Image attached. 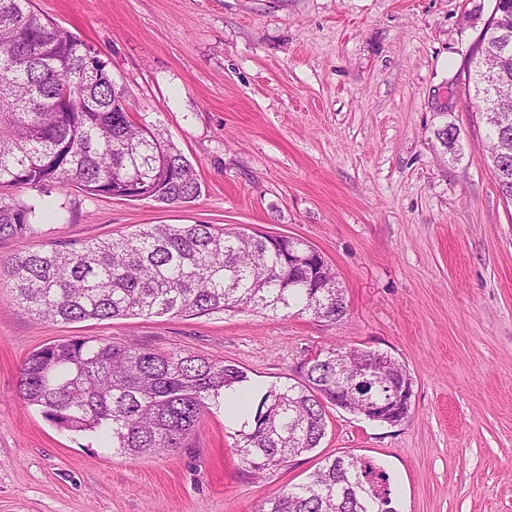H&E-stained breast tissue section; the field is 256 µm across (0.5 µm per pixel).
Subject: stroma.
<instances>
[{
	"label": "stroma",
	"instance_id": "obj_1",
	"mask_svg": "<svg viewBox=\"0 0 512 512\" xmlns=\"http://www.w3.org/2000/svg\"><path fill=\"white\" fill-rule=\"evenodd\" d=\"M494 3L35 0L107 61L135 117L161 122L202 193L169 205L56 191L59 222L0 240V259L147 224L245 228L318 249L348 314L333 327L253 312L50 323L0 278V512H256L342 452L388 474L396 512H512V206L465 92ZM448 122L457 156L437 138ZM84 336L202 353L264 387L301 381L333 341L378 351L410 371L412 417L330 409L319 448L261 478L220 409L190 447L123 457L18 394L29 354Z\"/></svg>",
	"mask_w": 512,
	"mask_h": 512
}]
</instances>
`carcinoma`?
Here are the masks:
<instances>
[{"label": "carcinoma", "instance_id": "obj_1", "mask_svg": "<svg viewBox=\"0 0 512 512\" xmlns=\"http://www.w3.org/2000/svg\"><path fill=\"white\" fill-rule=\"evenodd\" d=\"M501 73L483 60L499 40L477 43L468 58L473 107L502 100L512 109V31ZM71 91L66 103L58 96ZM484 121L491 169L503 200L512 199V153L498 160L512 126ZM452 150L458 131L437 130ZM102 198L184 204L201 184L183 152L160 126L120 111L108 63L98 52L45 18L33 0H0V187L65 189ZM40 203L0 196V239L35 237ZM288 266L278 242L263 233L212 224H148L131 235L88 241H47L0 260L24 315L52 322L127 316H203L249 311L308 313L327 326L346 318L344 289L332 265L311 245L293 242ZM309 363L303 381L247 385L229 361L150 345L83 337L31 353L21 368L20 396L60 428L91 432L120 455L138 457L185 448L204 414L224 393L244 387L250 421L235 430V448L255 477L317 449L327 408L343 403L358 414L391 396V379L412 376L397 359L386 377L359 374L360 349L332 342ZM347 391L336 395V381ZM257 512H397L389 476L350 454L322 460L308 479L267 500Z\"/></svg>", "mask_w": 512, "mask_h": 512}]
</instances>
